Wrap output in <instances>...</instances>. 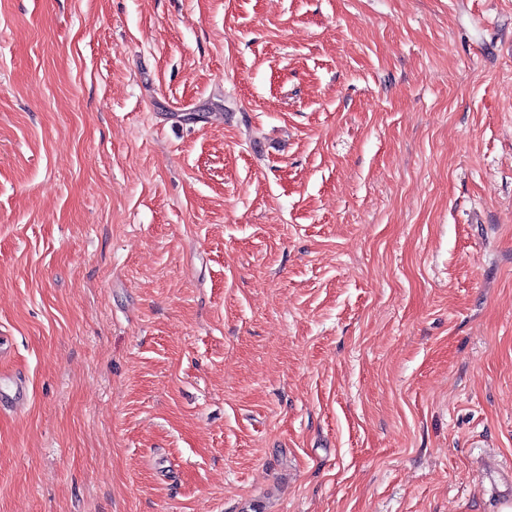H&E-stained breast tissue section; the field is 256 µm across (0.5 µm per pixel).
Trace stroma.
<instances>
[{"label": "stroma", "mask_w": 512, "mask_h": 512, "mask_svg": "<svg viewBox=\"0 0 512 512\" xmlns=\"http://www.w3.org/2000/svg\"><path fill=\"white\" fill-rule=\"evenodd\" d=\"M0 512H495L512 0H0Z\"/></svg>", "instance_id": "stroma-1"}]
</instances>
